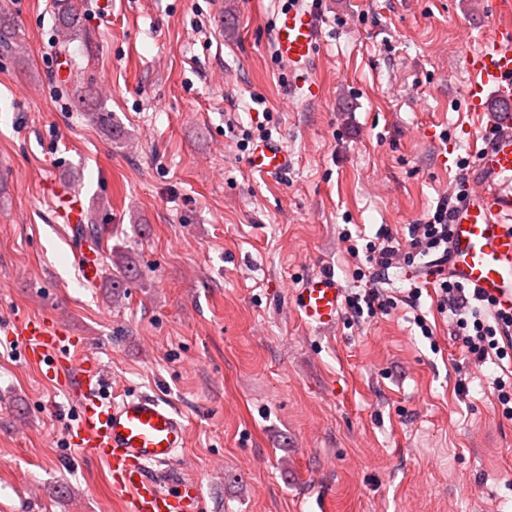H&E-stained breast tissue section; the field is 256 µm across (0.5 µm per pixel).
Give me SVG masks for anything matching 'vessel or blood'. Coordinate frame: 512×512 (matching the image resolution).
Returning a JSON list of instances; mask_svg holds the SVG:
<instances>
[{
	"instance_id": "obj_1",
	"label": "vessel or blood",
	"mask_w": 512,
	"mask_h": 512,
	"mask_svg": "<svg viewBox=\"0 0 512 512\" xmlns=\"http://www.w3.org/2000/svg\"><path fill=\"white\" fill-rule=\"evenodd\" d=\"M494 5L501 21L497 33L466 56L471 75L466 109L488 116L489 140L472 162L467 190L455 207L443 269L512 310V0H494ZM319 21L307 0H293L282 9L273 30L277 57L294 68L309 67ZM249 165L260 175L279 178L292 168L293 158L281 141L269 138L254 145ZM47 190L66 223H82L83 207L73 194L55 183ZM78 261L85 281L99 279L94 248L81 250ZM342 294L332 275L307 278L297 293L301 317L312 325H334ZM13 333L24 357L44 366L45 378L75 397L78 414L70 443L107 466L127 512H197L199 496L192 483L165 487L149 472L150 466L173 463L185 445L186 426L167 401L150 394L103 397V379L79 358L75 337L47 319L21 318Z\"/></svg>"
}]
</instances>
